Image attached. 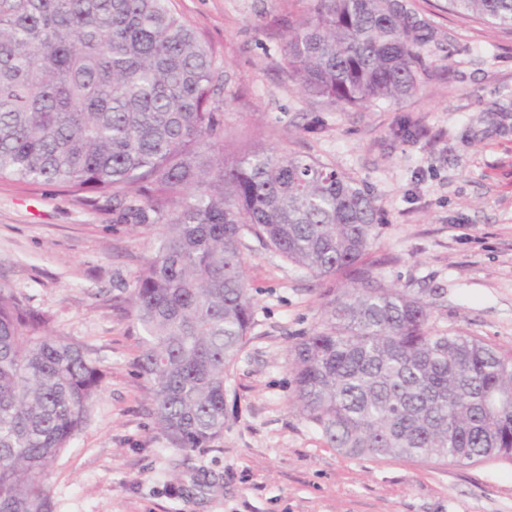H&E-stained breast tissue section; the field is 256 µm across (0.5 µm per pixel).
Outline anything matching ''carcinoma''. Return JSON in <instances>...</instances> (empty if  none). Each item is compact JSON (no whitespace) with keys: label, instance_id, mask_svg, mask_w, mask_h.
<instances>
[{"label":"carcinoma","instance_id":"1","mask_svg":"<svg viewBox=\"0 0 512 512\" xmlns=\"http://www.w3.org/2000/svg\"><path fill=\"white\" fill-rule=\"evenodd\" d=\"M171 0H0V180L57 183L163 227L131 291L139 374L182 452L224 435L230 371L254 319L245 239L346 280L291 347L293 399L352 456L512 461V354L431 327L424 299L364 262L378 208L301 152L224 143V67ZM282 61L331 105L422 89L434 31L402 0H308ZM445 9L512 28V0ZM102 370L0 283V512H54L45 479L82 430Z\"/></svg>","mask_w":512,"mask_h":512}]
</instances>
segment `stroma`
<instances>
[{"label": "stroma", "instance_id": "1", "mask_svg": "<svg viewBox=\"0 0 512 512\" xmlns=\"http://www.w3.org/2000/svg\"><path fill=\"white\" fill-rule=\"evenodd\" d=\"M212 47L231 104L224 139L308 153L366 186L383 224L366 260L424 297L436 330L512 354V30L409 0L435 28L422 92L338 109L281 68L292 0H172ZM159 225L125 223L56 185L0 182V282L89 350L104 377L46 478L55 512H512V462L354 458L293 403L289 348L321 319L326 280L246 241L254 324L230 372L223 436L191 453L157 429L135 366L130 292ZM211 488L195 489L197 475Z\"/></svg>", "mask_w": 512, "mask_h": 512}]
</instances>
